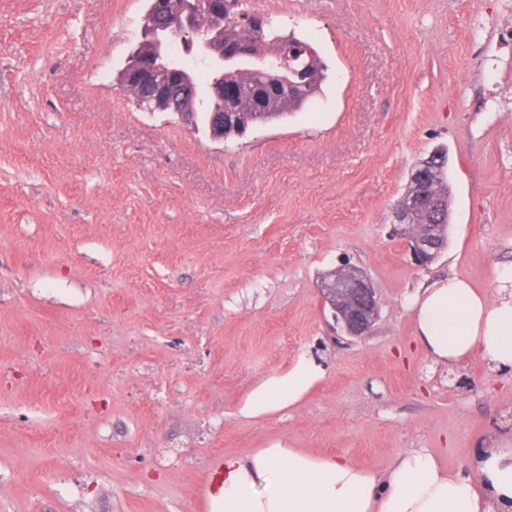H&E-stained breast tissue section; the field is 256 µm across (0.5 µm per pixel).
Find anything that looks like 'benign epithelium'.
I'll list each match as a JSON object with an SVG mask.
<instances>
[{"label": "benign epithelium", "instance_id": "7a95c632", "mask_svg": "<svg viewBox=\"0 0 512 512\" xmlns=\"http://www.w3.org/2000/svg\"><path fill=\"white\" fill-rule=\"evenodd\" d=\"M224 22V10L208 6L203 11L184 9L172 11L166 0H153L150 12L142 18L141 37L153 46L154 57L141 65L135 82L129 84L135 94L148 92V97L160 107L169 102L173 91L167 74L181 70L182 63L170 54L174 36H180L192 46L195 54L208 61L212 71L224 68V45L211 31ZM207 93L218 99L226 111L218 112L209 135L214 141L224 140V118L245 124L248 113L238 102L227 103L224 85L214 82L206 87ZM445 158L435 152L424 159L411 176V192L395 202L392 208L393 232L406 240L412 261L418 267L431 264L447 245V225L416 224L414 217L421 201L430 196L426 172ZM333 280L321 282L320 290L329 305L332 317L342 331L352 338L368 336L378 318L377 290L367 273L357 266H344L332 272Z\"/></svg>", "mask_w": 512, "mask_h": 512}]
</instances>
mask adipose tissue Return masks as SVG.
I'll return each instance as SVG.
<instances>
[{
  "label": "adipose tissue",
  "mask_w": 512,
  "mask_h": 512,
  "mask_svg": "<svg viewBox=\"0 0 512 512\" xmlns=\"http://www.w3.org/2000/svg\"><path fill=\"white\" fill-rule=\"evenodd\" d=\"M496 298L458 277L440 278L409 300L417 343L434 362L481 355L512 367V266L498 269ZM312 361L264 381L242 412L261 416L297 403L320 378ZM209 512H512V439L480 450L468 473L443 469L426 448H412L385 472L274 445L228 456L208 490Z\"/></svg>",
  "instance_id": "1"
}]
</instances>
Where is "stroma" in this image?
I'll list each match as a JSON object with an SVG mask.
<instances>
[{
  "label": "stroma",
  "instance_id": "stroma-1",
  "mask_svg": "<svg viewBox=\"0 0 512 512\" xmlns=\"http://www.w3.org/2000/svg\"><path fill=\"white\" fill-rule=\"evenodd\" d=\"M146 0H0V512H209L224 456L282 444L383 471L512 437V369L435 363L408 298L512 264V0H270L328 78L224 142L115 77ZM447 151L448 244L389 234L415 164ZM366 270L363 339L322 278ZM296 404L243 402L301 358Z\"/></svg>",
  "mask_w": 512,
  "mask_h": 512
}]
</instances>
